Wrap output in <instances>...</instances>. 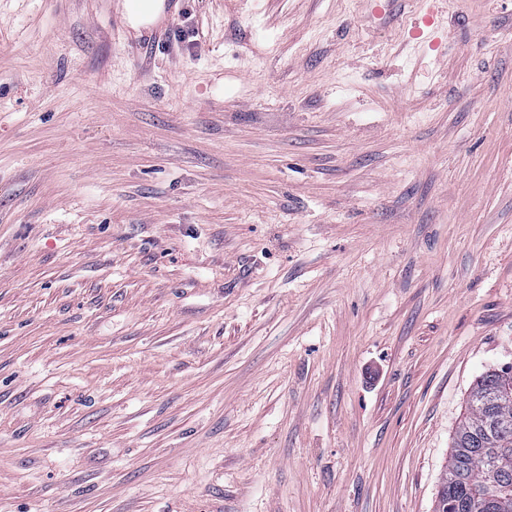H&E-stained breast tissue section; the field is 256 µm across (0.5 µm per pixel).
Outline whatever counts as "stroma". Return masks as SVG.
Returning <instances> with one entry per match:
<instances>
[{
	"label": "stroma",
	"mask_w": 512,
	"mask_h": 512,
	"mask_svg": "<svg viewBox=\"0 0 512 512\" xmlns=\"http://www.w3.org/2000/svg\"><path fill=\"white\" fill-rule=\"evenodd\" d=\"M0 0V512H433L512 364V0Z\"/></svg>",
	"instance_id": "obj_1"
}]
</instances>
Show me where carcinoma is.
Masks as SVG:
<instances>
[{"instance_id": "obj_1", "label": "carcinoma", "mask_w": 512, "mask_h": 512, "mask_svg": "<svg viewBox=\"0 0 512 512\" xmlns=\"http://www.w3.org/2000/svg\"><path fill=\"white\" fill-rule=\"evenodd\" d=\"M435 512H512V365L485 370L471 388Z\"/></svg>"}]
</instances>
